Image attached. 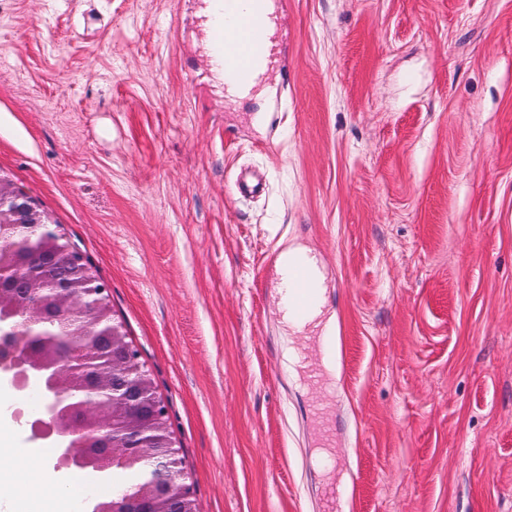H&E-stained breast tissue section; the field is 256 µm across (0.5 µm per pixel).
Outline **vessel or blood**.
Instances as JSON below:
<instances>
[{
    "instance_id": "obj_1",
    "label": "vessel or blood",
    "mask_w": 512,
    "mask_h": 512,
    "mask_svg": "<svg viewBox=\"0 0 512 512\" xmlns=\"http://www.w3.org/2000/svg\"><path fill=\"white\" fill-rule=\"evenodd\" d=\"M219 23L213 30L212 46L226 79L246 87L259 79L274 48L267 40L271 0H214ZM315 298L310 269L294 265L288 280L286 305L296 317H305Z\"/></svg>"
}]
</instances>
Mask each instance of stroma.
Here are the masks:
<instances>
[{
  "instance_id": "1",
  "label": "stroma",
  "mask_w": 512,
  "mask_h": 512,
  "mask_svg": "<svg viewBox=\"0 0 512 512\" xmlns=\"http://www.w3.org/2000/svg\"><path fill=\"white\" fill-rule=\"evenodd\" d=\"M203 5L0 0V174L90 259L197 512H512V0H287L241 99ZM295 247L328 354L283 322ZM2 429L17 500L109 497Z\"/></svg>"
}]
</instances>
